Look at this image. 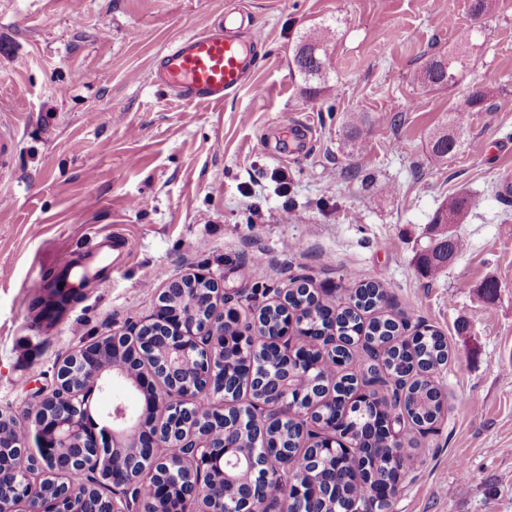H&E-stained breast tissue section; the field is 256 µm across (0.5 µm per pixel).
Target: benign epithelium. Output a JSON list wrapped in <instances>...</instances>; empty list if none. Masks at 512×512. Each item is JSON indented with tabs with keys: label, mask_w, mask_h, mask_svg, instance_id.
<instances>
[{
	"label": "benign epithelium",
	"mask_w": 512,
	"mask_h": 512,
	"mask_svg": "<svg viewBox=\"0 0 512 512\" xmlns=\"http://www.w3.org/2000/svg\"><path fill=\"white\" fill-rule=\"evenodd\" d=\"M296 316L288 311V326L275 337L290 357L296 348L288 333ZM240 322L239 301L215 278L188 274L168 281L145 328L114 331L63 357L51 389L40 392L25 420L13 410H0V447L24 448L33 457L30 463L24 457L14 461L7 473L0 471V512H288L286 505L279 511L270 508L262 497L250 496L239 505L224 500V481L271 476L256 449L226 448L215 442L218 424L224 423L228 390L239 384L253 386L270 407L292 400L287 377L270 380L252 371L233 375L216 369L215 361L224 354L225 332ZM146 334L147 349L161 352L163 361L132 377L123 360L143 355L139 337ZM114 381L128 383L147 397L144 413L133 414L115 403L100 425L90 414L91 402ZM162 401L179 429L159 427L149 444L141 434L144 414ZM237 426L257 442L266 439L265 425L252 415L238 413ZM147 446H167L181 456L177 467L187 479L173 502L165 497V483L151 482L156 463L144 453ZM61 455L118 485L135 502L121 508L111 499L103 511L90 491L76 495L66 483L56 485L53 496L37 493L35 472H49ZM401 476L402 471H396L381 479L376 489L391 499ZM277 477L286 490H294V497L301 496L288 462L279 466Z\"/></svg>",
	"instance_id": "1"
}]
</instances>
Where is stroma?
Segmentation results:
<instances>
[{
	"label": "stroma",
	"mask_w": 512,
	"mask_h": 512,
	"mask_svg": "<svg viewBox=\"0 0 512 512\" xmlns=\"http://www.w3.org/2000/svg\"><path fill=\"white\" fill-rule=\"evenodd\" d=\"M228 10L263 33L252 81L220 105L177 100L156 57ZM324 24L325 76L304 78L293 57ZM460 51L454 85L418 82ZM477 88L460 150L434 156L433 130ZM351 112L368 118L359 150ZM0 128L15 139L0 171V409L24 412L59 359L146 323L171 279L204 272L245 291L247 320L295 277L340 302L381 281L384 314L450 347L432 374L449 410L405 447L391 512H512V207L498 194L512 170V0L478 20L472 0H0ZM457 193L464 246L424 275L417 255ZM111 237L121 260L76 303L33 309L30 280L53 285L62 252Z\"/></svg>",
	"instance_id": "obj_1"
}]
</instances>
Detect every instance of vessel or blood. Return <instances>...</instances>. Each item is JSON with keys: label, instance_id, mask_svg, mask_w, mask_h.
<instances>
[{"label": "vessel or blood", "instance_id": "b4317fda", "mask_svg": "<svg viewBox=\"0 0 512 512\" xmlns=\"http://www.w3.org/2000/svg\"><path fill=\"white\" fill-rule=\"evenodd\" d=\"M241 25L234 18L173 41L156 60L158 80L185 102L223 103L249 79L254 66L250 46L261 39L255 28L249 41H241L237 36ZM58 264L64 270L63 286L70 289L94 278L99 261L93 258L76 267L64 253Z\"/></svg>", "mask_w": 512, "mask_h": 512}]
</instances>
